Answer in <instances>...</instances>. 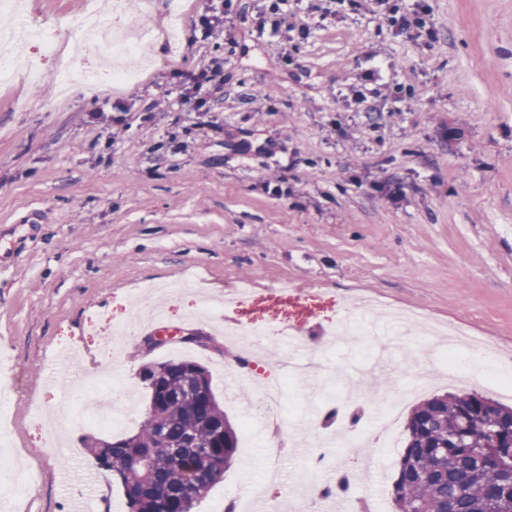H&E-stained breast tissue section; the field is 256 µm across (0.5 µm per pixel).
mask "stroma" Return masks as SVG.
Masks as SVG:
<instances>
[{
    "instance_id": "obj_1",
    "label": "stroma",
    "mask_w": 512,
    "mask_h": 512,
    "mask_svg": "<svg viewBox=\"0 0 512 512\" xmlns=\"http://www.w3.org/2000/svg\"><path fill=\"white\" fill-rule=\"evenodd\" d=\"M102 19L149 15L160 32L174 13L176 43L156 42L138 81L83 92L17 76L0 89V458L33 474L0 512H73L86 497L128 512L121 488L88 465L89 443L136 433L148 393L139 379L153 361L203 364L234 426L258 401L256 387L232 385L222 355L172 343L141 350L149 318L129 324L144 286L190 278L192 288L160 302L162 323L223 343L212 307L240 284L321 288L353 306L416 309L512 350V0H432L437 39L396 35L361 10L326 22L305 41L258 37L256 0H240L231 35L195 41L204 0H104ZM25 22L50 37L25 56L54 71L74 63L86 0H21ZM291 63H284V56ZM224 62V94L213 113L173 105L143 118L146 99L177 95L189 75ZM383 76L363 111L349 107L350 85L370 65ZM169 73L166 86L154 83ZM398 95L411 98L393 111ZM130 130L108 142L105 117ZM344 134H328L332 120ZM176 134L175 146L166 143ZM281 170L292 191L278 200L260 184ZM391 177L397 200L374 181ZM134 335L115 356L102 343L114 330ZM391 352L353 343L328 353L319 377L292 383L276 406L280 458L262 439L238 448L230 468L192 512H225L232 498L263 483L273 463L288 498L302 478L320 482L308 459L316 437L305 417L323 391L380 395L376 379L400 386L428 376L423 397L454 392L437 360L420 353L412 328L380 334ZM82 349L87 385L63 387L55 356ZM130 391L127 423L104 429L87 419L91 401ZM372 474L380 512H395L397 471L390 452L341 449Z\"/></svg>"
}]
</instances>
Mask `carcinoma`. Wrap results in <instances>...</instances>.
Segmentation results:
<instances>
[{
  "mask_svg": "<svg viewBox=\"0 0 512 512\" xmlns=\"http://www.w3.org/2000/svg\"><path fill=\"white\" fill-rule=\"evenodd\" d=\"M169 371L161 401L146 411L139 431L118 443H92L98 469L112 474L129 512H191L229 467L237 434L211 386L208 370L193 360L151 362ZM224 427L225 446L206 457L185 444L214 440ZM409 441L394 484L399 512H512V407L472 391L446 393L414 405ZM146 461L137 476L133 463Z\"/></svg>",
  "mask_w": 512,
  "mask_h": 512,
  "instance_id": "1",
  "label": "carcinoma"
}]
</instances>
